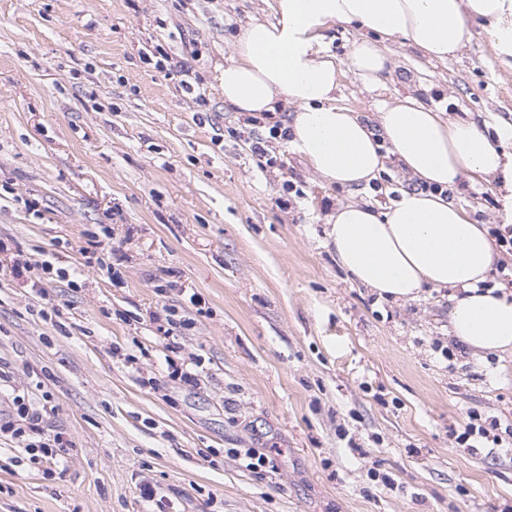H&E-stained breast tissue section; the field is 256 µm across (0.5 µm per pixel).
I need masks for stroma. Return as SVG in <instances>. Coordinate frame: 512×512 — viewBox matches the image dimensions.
Segmentation results:
<instances>
[{
  "label": "stroma",
  "instance_id": "35a3bbf8",
  "mask_svg": "<svg viewBox=\"0 0 512 512\" xmlns=\"http://www.w3.org/2000/svg\"><path fill=\"white\" fill-rule=\"evenodd\" d=\"M273 5L0 0V512H512V355L471 357L448 291L379 297L327 241L339 205L417 182L390 162L369 189L330 185L279 139L257 156L267 127L224 104L234 37ZM471 31L445 61L384 39L381 87L344 73L337 105L371 120L411 94L512 150V50ZM498 187L452 197L493 229ZM14 249L84 288L37 294ZM170 352L201 358L198 386L152 388ZM18 395L61 434L55 459L6 431ZM474 416L488 436L461 443Z\"/></svg>",
  "mask_w": 512,
  "mask_h": 512
}]
</instances>
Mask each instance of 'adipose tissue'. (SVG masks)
<instances>
[{
  "mask_svg": "<svg viewBox=\"0 0 512 512\" xmlns=\"http://www.w3.org/2000/svg\"><path fill=\"white\" fill-rule=\"evenodd\" d=\"M507 0H277V22L254 21L235 39V58L221 78L224 103L251 117L294 105L291 146L327 183L364 188L394 159L426 192L402 194L387 210L347 203L330 213L327 237L354 280L382 297L413 300L422 288L452 290L449 323L473 354L512 352V294L487 286L496 256L485 225L446 192L465 175L500 178L505 220L512 223V153L477 126L447 121L407 96L382 105L375 124L337 105L344 71L376 86L388 58L371 40L356 44L345 66L327 56L323 31L358 23L404 38L429 58L446 60L470 40V25L489 23L493 42L512 45L500 27Z\"/></svg>",
  "mask_w": 512,
  "mask_h": 512,
  "instance_id": "obj_1",
  "label": "adipose tissue"
}]
</instances>
